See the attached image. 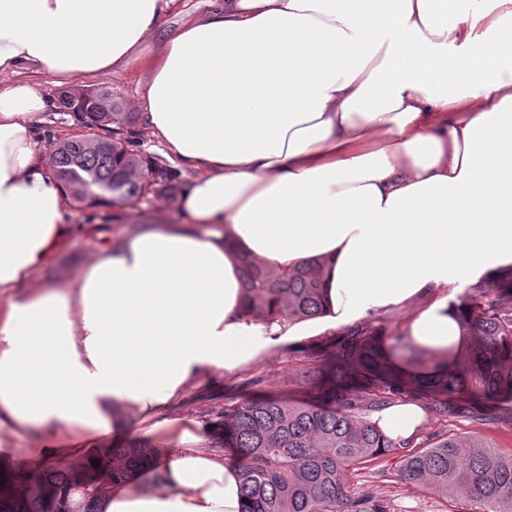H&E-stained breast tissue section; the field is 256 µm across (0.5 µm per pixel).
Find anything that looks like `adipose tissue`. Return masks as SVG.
<instances>
[{
    "label": "adipose tissue",
    "instance_id": "adipose-tissue-1",
    "mask_svg": "<svg viewBox=\"0 0 512 512\" xmlns=\"http://www.w3.org/2000/svg\"><path fill=\"white\" fill-rule=\"evenodd\" d=\"M0 0V446L42 461L135 417L168 453L100 512H244L240 470L199 423L162 413L194 383L296 338L416 300L403 343L457 361L438 289L512 265V0ZM143 76L145 126L191 180L179 224L45 269L79 227L38 126L55 110L20 74ZM326 265L324 313L242 317L241 264ZM414 404L373 416L413 437ZM224 0H181L178 11L166 15L159 24L157 38H165L174 35L182 18V11L191 12L194 15L204 16L216 8H219Z\"/></svg>",
    "mask_w": 512,
    "mask_h": 512
}]
</instances>
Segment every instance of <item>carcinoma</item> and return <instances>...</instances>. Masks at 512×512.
I'll return each instance as SVG.
<instances>
[{
	"instance_id": "carcinoma-1",
	"label": "carcinoma",
	"mask_w": 512,
	"mask_h": 512,
	"mask_svg": "<svg viewBox=\"0 0 512 512\" xmlns=\"http://www.w3.org/2000/svg\"><path fill=\"white\" fill-rule=\"evenodd\" d=\"M95 127L131 120L113 106L112 94L98 93ZM56 180L79 205L99 206L107 198L116 206L141 198L147 187L170 193L174 184L153 161L129 149L126 139L98 136L54 146ZM324 265L311 262L274 273L244 259L241 280L243 315L255 321L271 317L308 320L323 310ZM461 328L468 343L457 362L436 361L413 374L394 369L382 332L359 322L342 329L320 367L309 370L316 399L245 400L224 407L223 435L215 448H233L246 500L245 512H364L353 496L348 472L386 453H398L399 477L407 485L443 496L465 495L488 512H512V456L504 457L480 439L439 434L423 447L386 438L362 416L395 398L422 392L431 396L427 409L438 418L469 414L481 420L478 399L499 407L512 404V266L482 279L459 299ZM154 449L143 443L114 448L94 459V471L114 484L149 467ZM16 495L0 496L5 512H45L41 503H58L73 512L67 496L81 493L92 505L102 486L86 480L82 467L37 468L25 473Z\"/></svg>"
}]
</instances>
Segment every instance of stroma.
Segmentation results:
<instances>
[{"mask_svg": "<svg viewBox=\"0 0 512 512\" xmlns=\"http://www.w3.org/2000/svg\"><path fill=\"white\" fill-rule=\"evenodd\" d=\"M140 76L135 72L108 74L86 81L50 84L52 97L62 92L86 89H107L120 103L122 111L133 113L132 123L116 126L115 130H103V137L118 135L129 138L135 150L149 156L154 164L167 171L179 190L185 189L190 177L170 162L162 144L146 130L137 112L141 88ZM70 224H105L117 229L119 235H127L146 224L181 223L180 198L177 195L149 193L141 200L117 206L80 209L70 207L66 217ZM99 246L98 241L87 234L72 236L63 254L44 276L55 280L73 272L91 257ZM337 331L329 329L302 338L299 342L283 347L268 357L232 374H221L216 383L197 385L189 389L184 397L172 404L166 417L192 419L207 423L215 412L259 395H276L291 400L309 397L311 390L305 378L309 369L317 362L321 346L336 339ZM448 432L463 436H477L492 443L497 452L512 454V422H477L461 414H451L443 419L426 421L417 432L415 444H425L432 434ZM400 458L387 454L368 463L350 475V484L355 497H371L386 503L389 512H482L479 504L466 497L445 498L423 489L404 484L399 478Z\"/></svg>", "mask_w": 512, "mask_h": 512, "instance_id": "obj_1", "label": "stroma"}]
</instances>
